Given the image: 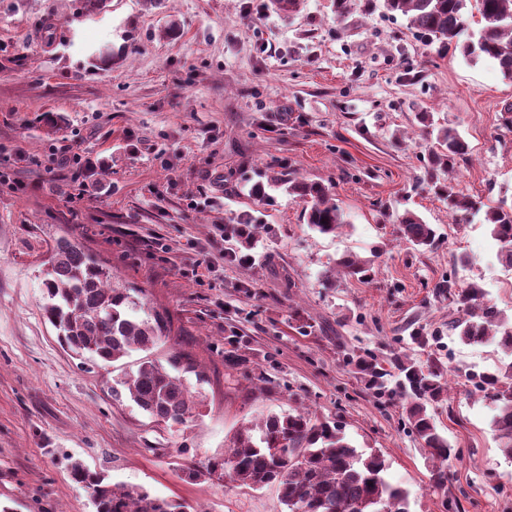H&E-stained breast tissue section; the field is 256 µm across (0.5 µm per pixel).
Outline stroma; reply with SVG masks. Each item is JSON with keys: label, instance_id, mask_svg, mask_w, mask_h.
I'll use <instances>...</instances> for the list:
<instances>
[{"label": "stroma", "instance_id": "stroma-1", "mask_svg": "<svg viewBox=\"0 0 512 512\" xmlns=\"http://www.w3.org/2000/svg\"><path fill=\"white\" fill-rule=\"evenodd\" d=\"M247 0H0V512H96L72 462L117 484L183 501L187 512H283L276 487L188 481L184 468L222 456L241 427L300 406L339 420L360 450L383 455L410 512H512V460L480 393L450 386L435 418L458 458L444 492L396 398L367 390L348 358L381 360L412 330L433 339L449 377L494 371L495 344L448 333L453 309L434 286L448 272L483 289L512 319V270L487 225L462 222L415 176L451 125L470 145L445 179L488 205L512 200V81L421 38L383 0H301L293 14ZM112 55L101 59L98 46ZM433 117L432 127L419 122ZM54 116L57 127L47 125ZM91 158L93 172L73 161ZM329 185L348 223L338 236L305 222V203L272 175ZM268 188L253 195L254 185ZM411 211L440 234L414 250L397 236ZM248 215L251 243L217 227ZM64 235L120 283L173 316L153 355L191 353L207 377L201 416L157 426L113 398L119 369L81 363L41 310V270ZM232 251L249 254L244 264ZM346 255L370 281L325 274ZM210 263L203 280L189 276ZM313 318L301 335L299 318ZM242 336L247 371L224 369ZM281 389L259 391L255 374Z\"/></svg>", "mask_w": 512, "mask_h": 512}]
</instances>
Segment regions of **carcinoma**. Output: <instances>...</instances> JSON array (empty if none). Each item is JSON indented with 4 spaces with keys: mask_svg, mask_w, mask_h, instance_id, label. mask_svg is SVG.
<instances>
[{
    "mask_svg": "<svg viewBox=\"0 0 512 512\" xmlns=\"http://www.w3.org/2000/svg\"><path fill=\"white\" fill-rule=\"evenodd\" d=\"M391 13L406 17L410 28L437 41L444 50L458 49L470 62L488 60L503 78L512 80V0H384ZM480 15L479 28L470 29L469 9ZM437 147L416 179L448 201V210L464 220L482 215L498 245L497 258L512 269V204L503 199L495 207L460 194L437 181V173L450 170L470 153L458 130L441 126ZM288 193L307 204L306 221L321 235H334L346 225L345 214L330 188L320 182L281 180ZM399 238L415 250L428 249L437 230L412 212L397 224ZM42 291L43 314L70 352L98 363H115L134 351L144 353L136 369L125 370L118 380L130 399L157 425H184L200 415L204 400L188 386L184 374L204 381L202 368L184 352H175L162 364L151 350L172 332L169 312L146 305L134 288L116 282L112 268L97 261L66 237L47 251ZM337 268L359 280L372 277V267L352 256L339 259ZM448 294V304L460 315L448 321V332L467 344L494 342L510 361L501 362L480 381H466L494 403L492 428L503 454L512 459V321L485 299L475 284H464L451 272L436 285ZM241 337L227 336L224 369L239 370L246 358L238 353ZM354 365L368 388L402 400V410L413 433L433 461L430 484L442 488L456 452L440 432L430 407L448 394L447 370L442 361L424 363L408 354L387 363L365 351ZM386 461L378 453L366 455L351 444L341 426L300 409L270 414L238 430L224 456L206 470L187 469L192 481L227 478L239 487L261 489L275 485L286 512H409V491L386 478ZM72 479L92 489L96 512H185L174 499L151 495L138 486L110 484L82 464H71Z\"/></svg>",
    "mask_w": 512,
    "mask_h": 512,
    "instance_id": "carcinoma-1",
    "label": "carcinoma"
}]
</instances>
